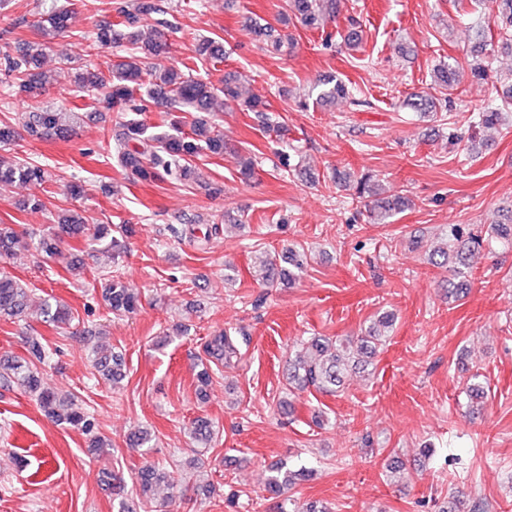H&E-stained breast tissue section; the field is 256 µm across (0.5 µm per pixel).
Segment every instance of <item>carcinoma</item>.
<instances>
[{"mask_svg": "<svg viewBox=\"0 0 512 512\" xmlns=\"http://www.w3.org/2000/svg\"><path fill=\"white\" fill-rule=\"evenodd\" d=\"M491 3L488 25L497 28L500 39L512 42V0H489ZM339 0H290V8L300 23L310 29L322 30L336 18ZM70 15L65 8L50 7L41 14L37 22L43 40L26 41L11 52L0 53V70L11 87L28 98H37L53 83L64 78L78 93L100 97L104 108L119 112L123 121L115 135L110 149L124 172L125 179L138 182H159L167 179L188 180L195 175L192 166L194 158L205 151L213 154L229 152L240 167L241 175L249 176L255 170L256 160L241 154L236 149H228L224 136L213 121L218 108L232 104L255 113L258 121L268 128H281L268 112L267 103L255 95H244L238 76L228 73L224 76V87L219 89L200 77L194 69L197 62L224 59V45L213 38L202 39L193 49L187 61L161 66L155 59L171 53L172 35L179 32V26L167 0H115L114 19L96 25L95 43L101 46L125 48L122 59L112 68L77 69L71 67L72 56L65 50L57 54V70L50 74L44 70L50 40L63 34L68 28ZM254 31L262 42V48L279 51L284 47L285 35L270 24H253ZM487 42L474 47L472 60L468 66L472 76L485 80L491 69L486 61L490 54ZM459 65L439 64L430 73L433 90L448 96L439 99L434 95H417L407 101V106L421 114L437 111L440 103H451L454 91L459 84ZM353 90L344 81L328 76L320 82L316 103L328 106L338 101L352 99ZM169 112H191L189 132L181 128L182 122L173 117L162 125H148L141 116L151 109ZM505 109L496 104L487 106L479 113V124L493 128L504 120ZM82 120L78 112H62L58 109L32 105L26 113L23 127L28 136L42 140L65 138L72 135ZM20 135L8 113L0 116V150L9 151ZM50 174L42 166L22 157L10 162L0 155V182H20L36 189L21 203L23 208L44 210L47 198L42 191L49 181ZM336 184L348 187L357 199H373L371 214L380 224L388 223L394 212L402 210L406 197L395 194L391 198L378 197L379 184L369 172L353 175L338 172ZM53 221L59 231L70 236L84 233L87 218L84 210L74 205L55 211ZM445 246L433 251L429 261L434 266H444L455 259L463 264V254L454 253V243L479 250L484 246L499 242L512 245V214L494 224L486 236L466 235L459 224H450L445 229ZM59 236L50 232L36 243L35 249L47 256L58 253ZM29 250L24 234L11 224H0V257L18 259ZM292 269H284L277 264V258L261 255L256 258L255 268L258 281L267 288L287 281L303 268L302 260L295 254L285 256ZM109 311L117 316L130 314L138 307L137 296L125 286L120 274L110 276L103 291ZM28 308L27 288L15 277L0 271V319L16 323L26 319ZM42 322L57 326L69 325L74 320L71 309L48 296L40 305ZM386 341V334L375 326L368 328L364 335L354 340H333L326 336L310 338L308 349L311 355L299 356L289 361L288 383L296 390L310 387L323 393L339 392L343 383L348 361L357 353L374 355L376 348ZM206 355L216 362H230L237 349L230 333L213 337L205 346ZM46 357V348L41 338L31 335L26 340V354L0 358V378L13 379L23 390L34 396L43 411L57 422L79 426L86 431L93 428L87 414L68 395H59L42 386L35 362ZM124 359L122 354L113 352L97 357L93 366L99 376L113 382L122 376ZM193 439L202 448H208L214 438L213 424L199 417L192 426ZM142 496H147L152 488L163 482H170L171 475L160 463L147 462L134 477ZM292 483V475L281 469L274 470L268 479L266 492L272 497L280 496L284 488Z\"/></svg>", "mask_w": 512, "mask_h": 512, "instance_id": "1", "label": "carcinoma"}]
</instances>
